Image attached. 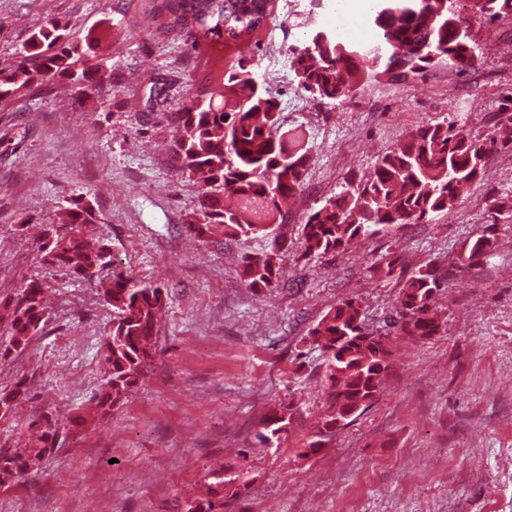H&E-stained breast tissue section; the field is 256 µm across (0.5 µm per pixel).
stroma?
I'll use <instances>...</instances> for the list:
<instances>
[{
    "mask_svg": "<svg viewBox=\"0 0 512 512\" xmlns=\"http://www.w3.org/2000/svg\"><path fill=\"white\" fill-rule=\"evenodd\" d=\"M338 0H273L266 26L240 44L207 47L159 30L151 0H0V68L17 65L31 32L57 18L94 47L99 98L78 104L59 78L0 102V303L38 276L49 318L24 352L0 360V391L25 380L28 394L0 419V448H22L32 422L59 426L41 467L0 485V512H185L205 499L208 474L244 472L246 487L224 512H512V232L493 251L461 262L465 242L490 222L489 203L512 198V144L486 147L487 177L467 185L454 210L397 224L344 252L308 256V212L368 173L377 157L428 122L456 119L493 134L512 118V26L475 23L479 60L403 85L370 82L356 96L320 104L300 90L289 47L339 25ZM247 58L269 76L288 126L304 132L311 159L301 191L275 226L285 247L280 287L241 283L243 256L266 238L201 242L185 224L199 184L170 154V112ZM165 103L149 107L151 89ZM80 198L119 270L162 288L158 349L143 383L121 407L96 413L101 347L112 326L96 282L44 264L46 224ZM392 263L393 274L373 266ZM429 265L445 278L435 298L446 329L393 337L394 367L375 403L302 457L324 412L323 358L309 332L337 303L356 299L382 327L398 304L401 274ZM294 419L280 442L256 434L275 407ZM85 414L79 435L70 417Z\"/></svg>",
    "mask_w": 512,
    "mask_h": 512,
    "instance_id": "obj_1",
    "label": "stroma"
}]
</instances>
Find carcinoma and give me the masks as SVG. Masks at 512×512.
I'll list each match as a JSON object with an SVG mask.
<instances>
[{
    "label": "carcinoma",
    "instance_id": "obj_1",
    "mask_svg": "<svg viewBox=\"0 0 512 512\" xmlns=\"http://www.w3.org/2000/svg\"><path fill=\"white\" fill-rule=\"evenodd\" d=\"M166 10L160 30L184 33L198 43H234L262 28L271 14V0H162ZM372 27L384 48L375 50L339 40L335 33L316 29L305 45L290 49L291 68L301 88L317 102L342 101L369 81L405 80L428 68L465 71L478 55L471 37L472 21L483 18L512 25V0H370ZM88 50L72 40L69 25L47 19L28 40L27 55L14 69H0V101H6L34 82L65 78L87 99L98 96L99 83L87 63ZM175 135L171 152L179 168L201 187L197 210L188 231L202 242L216 235L247 239L267 235L282 216L280 203L303 185L310 147L303 133L285 125L270 81L244 60L224 73L211 90L196 94L173 113ZM485 153L475 148L472 133L454 122L428 123L407 141L377 158L361 181H349L338 194L312 209L301 237L305 254L347 251L352 242L395 224H417L450 211L464 184L485 177ZM494 228L512 224V200L490 204ZM90 204L75 200L45 230L40 250L49 263L77 279L100 278L99 295L112 309V327L104 349V382L97 407L107 412L122 406L148 373L157 346L156 316L164 293L154 285H139L112 269V254L102 240L90 243L83 225L92 224ZM493 236L482 232L468 241L462 261L480 260L495 247ZM273 241L270 252L243 260L241 279L255 293L278 281ZM442 277L421 266L403 278L399 305L387 333L364 326L360 304L351 298L330 308L310 332L311 342L325 357L327 407L309 453L333 440L336 421L348 425L375 400L393 367L392 334L427 339L447 326L434 308ZM42 284L28 282L10 305L7 336L0 357L24 351L46 324ZM27 394L19 381L0 392V417L13 411ZM291 413L265 420L256 434L268 444L284 431ZM55 422L41 425L37 442L12 451L0 449V484L34 471L54 449ZM216 493L243 484L239 473L214 472Z\"/></svg>",
    "mask_w": 512,
    "mask_h": 512
}]
</instances>
